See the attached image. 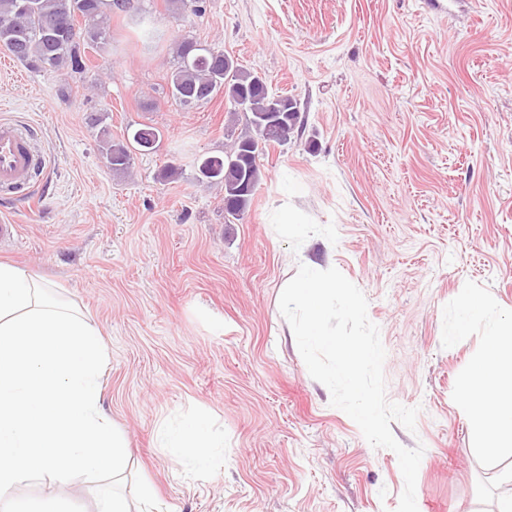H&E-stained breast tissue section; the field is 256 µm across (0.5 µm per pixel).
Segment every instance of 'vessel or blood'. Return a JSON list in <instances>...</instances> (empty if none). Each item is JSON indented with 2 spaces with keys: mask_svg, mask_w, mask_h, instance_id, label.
Listing matches in <instances>:
<instances>
[{
  "mask_svg": "<svg viewBox=\"0 0 512 512\" xmlns=\"http://www.w3.org/2000/svg\"><path fill=\"white\" fill-rule=\"evenodd\" d=\"M48 165L32 127L0 119V190H31Z\"/></svg>",
  "mask_w": 512,
  "mask_h": 512,
  "instance_id": "obj_1",
  "label": "vessel or blood"
}]
</instances>
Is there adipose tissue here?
<instances>
[{
    "mask_svg": "<svg viewBox=\"0 0 512 512\" xmlns=\"http://www.w3.org/2000/svg\"><path fill=\"white\" fill-rule=\"evenodd\" d=\"M469 403L479 419L489 451L512 447V336L492 327L485 353L469 375ZM160 447L194 467L206 466L211 448L217 447L209 420L195 415L178 426L160 427Z\"/></svg>",
    "mask_w": 512,
    "mask_h": 512,
    "instance_id": "adipose-tissue-1",
    "label": "adipose tissue"
}]
</instances>
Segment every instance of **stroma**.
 Returning <instances> with one entry per match:
<instances>
[{
  "label": "stroma",
  "instance_id": "1",
  "mask_svg": "<svg viewBox=\"0 0 512 512\" xmlns=\"http://www.w3.org/2000/svg\"><path fill=\"white\" fill-rule=\"evenodd\" d=\"M130 3L110 20V53H88L85 79L32 70L0 46V118L33 126L50 159L37 201L0 194V218L22 226L0 261L57 284L104 332L101 406L130 449L133 512H396V454L331 406L280 311L311 260L364 293L387 397L419 410L415 431L390 424L403 446L425 447L418 512H498L512 500V451L483 452L466 395L487 330L512 324V0L449 12L431 0ZM185 37L297 104L232 224L223 189L196 180L198 158L224 152L228 106L218 96L185 109L168 95ZM92 113L116 141L156 128L155 152L113 173ZM282 206L302 234L276 223ZM470 296L486 312L449 340ZM196 413L224 441L204 470L156 440ZM16 493L97 507L83 478Z\"/></svg>",
  "mask_w": 512,
  "mask_h": 512
}]
</instances>
